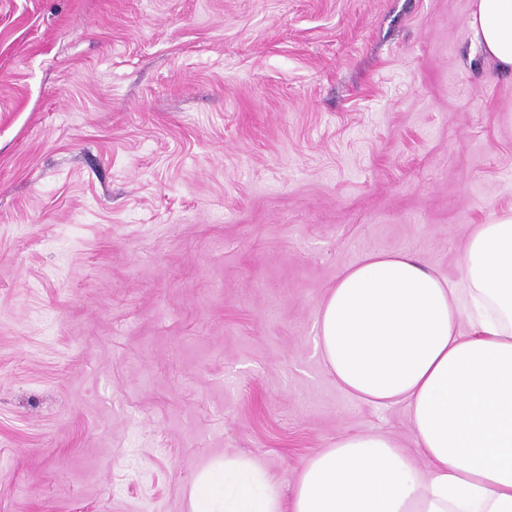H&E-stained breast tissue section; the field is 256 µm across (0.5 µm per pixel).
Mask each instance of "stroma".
<instances>
[{
  "instance_id": "35a3bbf8",
  "label": "stroma",
  "mask_w": 512,
  "mask_h": 512,
  "mask_svg": "<svg viewBox=\"0 0 512 512\" xmlns=\"http://www.w3.org/2000/svg\"><path fill=\"white\" fill-rule=\"evenodd\" d=\"M472 0H0V512L290 507L348 432L322 299L366 254L460 277L512 210V74ZM191 512H283L264 469L249 458L224 457L203 469L190 489Z\"/></svg>"
}]
</instances>
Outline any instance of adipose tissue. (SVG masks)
Wrapping results in <instances>:
<instances>
[{"label":"adipose tissue","mask_w":512,"mask_h":512,"mask_svg":"<svg viewBox=\"0 0 512 512\" xmlns=\"http://www.w3.org/2000/svg\"><path fill=\"white\" fill-rule=\"evenodd\" d=\"M469 26L512 72V0H474ZM316 328L342 391L406 406L414 452L385 433L345 435L306 462L287 509L260 465L228 457L197 475L191 512H512V215L474 225L456 281L410 252L366 255Z\"/></svg>","instance_id":"obj_1"}]
</instances>
